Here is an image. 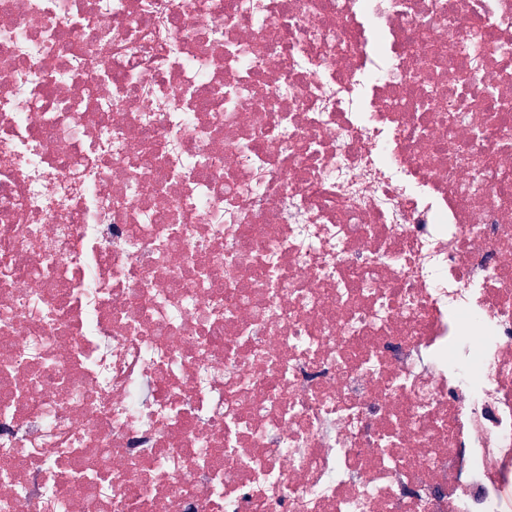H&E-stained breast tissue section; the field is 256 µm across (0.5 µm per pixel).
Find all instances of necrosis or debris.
<instances>
[{
  "mask_svg": "<svg viewBox=\"0 0 512 512\" xmlns=\"http://www.w3.org/2000/svg\"><path fill=\"white\" fill-rule=\"evenodd\" d=\"M507 126L512 0H0V512H512Z\"/></svg>",
  "mask_w": 512,
  "mask_h": 512,
  "instance_id": "1",
  "label": "necrosis or debris"
}]
</instances>
